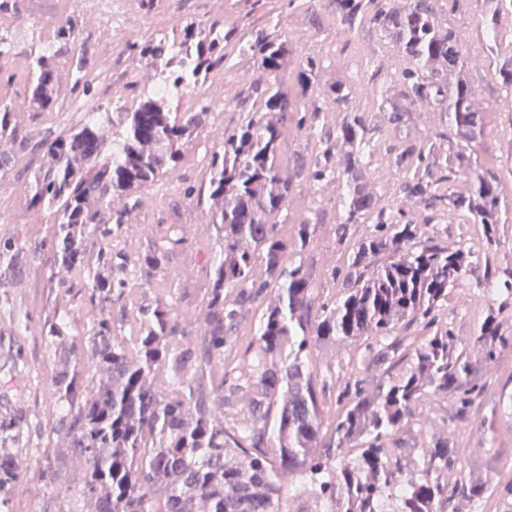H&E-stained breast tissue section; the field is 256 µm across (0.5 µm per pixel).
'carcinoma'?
I'll return each instance as SVG.
<instances>
[{"label": "carcinoma", "instance_id": "1", "mask_svg": "<svg viewBox=\"0 0 512 512\" xmlns=\"http://www.w3.org/2000/svg\"><path fill=\"white\" fill-rule=\"evenodd\" d=\"M336 23L353 36L369 25L403 60L397 84L378 81L370 72L365 100L341 78L316 87L324 60L299 53L292 39L272 24L244 35L227 21H190L172 36L142 38L131 44L145 68L195 106L180 110L163 95H148L128 108L112 109V143H107L100 118L87 116L66 134L42 143L46 163L34 173L33 204L56 215L51 252L55 263L72 268L86 259V241L101 234L110 219L112 199L131 197L171 173L181 148L211 115L201 98V79L225 67L229 48L253 60L256 78L234 103L260 100L244 121L216 148L210 161L209 216L219 257L211 267L212 288L203 325L186 346L173 305L156 299L140 308L139 327L129 338L112 335V304L124 293L126 263L106 251L103 270L89 273L86 306L89 335L81 345L82 368L71 365L73 345L63 319L50 322L47 336L56 344L62 367L51 380L63 407L59 429L68 447L84 464L78 490L80 512H288L280 474L299 475L304 492L314 495L320 512H443L459 492L467 502L480 498L484 486L457 481L448 485L460 450L448 440L403 456L387 441L417 418L426 395L452 392L458 411L469 412L477 393L473 365L466 348L456 350L446 330L425 338L403 374L370 390L365 380L348 379L344 410L323 432L320 392L327 386L313 368L311 354L322 346L366 340L375 363L398 349L390 340L403 321L430 330L448 294L471 274L470 251L450 250L425 234L429 224L448 214L465 224L483 227V247L498 244V225L512 203L503 195L499 170L473 156L485 131L484 109L475 104L478 90L471 79L473 55L456 29L440 16L467 9L469 0H333ZM475 23L484 43L483 63L492 65L500 85L512 91V54L496 53L512 45V0H484ZM66 46L74 75L73 89L91 95L84 81L88 63L84 41L69 21L57 31ZM298 70L293 86L283 88L281 75L292 56ZM15 57L12 36H0V81H11L8 63ZM53 51L25 56L31 85L21 99L25 112H51L60 97ZM323 96L336 106V135L319 137L314 158L297 157L292 170L280 166L286 124L312 138L323 108L312 101ZM310 105L302 104L303 99ZM441 113L445 121L436 138L449 143L438 152L430 139L401 142L391 148L394 165L413 171L401 186L402 197L422 206L419 222L402 201L381 206L371 186L367 148L377 130L375 112L395 132L409 126L420 104ZM16 102L0 104V170L11 164L8 146L17 141L12 116ZM341 177L347 193L341 203L338 234L371 218L372 232L361 239L342 272L343 293L322 305L312 319L315 300L310 270L302 252L315 225L297 224L293 238L281 233L276 217L288 209L294 185ZM463 180L466 193L441 192L442 183ZM386 261L378 264L376 258ZM22 251L0 243V265L12 266ZM265 265L266 279L253 278L256 262ZM493 293L512 303V266L486 277ZM275 303L259 318L253 339L254 356L236 377L222 373L224 350L236 342L235 330L269 287ZM237 291L229 304L224 290ZM468 344L487 358L512 348V335L501 328L489 309ZM167 375L165 386L157 383ZM250 402V418L231 421L224 407V384ZM27 426L20 411L0 414V512H10L11 494L21 474L14 454L4 451Z\"/></svg>", "mask_w": 512, "mask_h": 512}]
</instances>
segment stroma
I'll list each match as a JSON object with an SVG mask.
<instances>
[{"mask_svg": "<svg viewBox=\"0 0 512 512\" xmlns=\"http://www.w3.org/2000/svg\"><path fill=\"white\" fill-rule=\"evenodd\" d=\"M11 10L0 14V32L11 35L19 50H28L35 34L54 38L58 22L70 19L80 30L88 47L86 78L100 104L112 107L115 101L132 102L154 87V79L142 66L139 56L127 50L133 37H155L170 33V16L180 21L232 20L241 28L257 29L275 15L277 0H118L109 4L100 0L84 5L80 0H10ZM136 13L142 26L131 34L123 28L125 12ZM310 33L309 52L321 55L325 67L320 83L327 84L343 76L354 83L368 78L365 61L380 36L375 29L360 32L351 41L341 38L336 25L332 0H313L310 12L301 19ZM255 77L252 61L233 56L229 67L210 74L203 84L212 114L207 124L182 149V158L173 174L161 177L138 191L132 201H114L113 209L124 211V222L109 238L112 250L123 252L128 260L127 285L123 297L112 306L114 333L132 335L138 326V308L147 298L162 297L182 317L189 335L200 329L208 294L211 289L209 270L219 252L207 206L199 202L195 192L208 178V161L221 143L225 129L239 125L242 113L227 109L218 97L225 81L244 88ZM483 89L477 98L486 109V135L478 140L474 155L482 162L503 163L507 157L503 140L507 134L505 115L498 110L505 99L504 88L493 76H484ZM90 107L86 99L63 96L61 105L52 112H19L14 124L19 136L41 141L64 134L79 124ZM399 138L387 127L381 128L373 140L368 157L373 187L383 203L396 200L402 171L393 164L389 147ZM9 171L0 178V241L11 240L24 253L15 267L0 268V291L10 300L0 311V367L9 372V395L0 398V412L23 409L30 432L18 451V462L24 472V483L11 498V512H80L83 502L77 489L84 474L62 435L47 434L60 410L51 386L56 355L46 340L48 321L65 318L67 333L73 343H81L87 334L83 295L88 271L98 263V246L89 244L85 266L62 268L54 265L41 247L54 233L55 216L43 206L30 202L32 176L45 157L43 151L12 146ZM344 184L329 180L318 185L296 186L287 211L277 221L281 232L293 235L296 224L310 219L315 233L303 258L310 267L316 302L340 296L341 281L332 279L333 270L344 268L358 240L370 232L367 224H354L346 240H338L336 227L339 201ZM441 242L449 249L472 248L475 267L462 285L448 297L439 312L438 329L451 330L458 344H465L483 321L493 298L485 289L484 250L480 244L482 227L457 224L440 218L432 226ZM182 242L168 246L171 237ZM168 249L166 263L157 270L141 267V258L157 249ZM363 343H344L314 351L312 362L328 386L322 394L325 423H332L340 412L337 399L349 377L366 372L373 381H381L383 369L363 370ZM472 381L481 393L469 414H459L454 394L423 398L422 418L410 429L401 430L389 439V447L427 443L437 437L447 438L450 445L463 449L459 461L463 477L473 481H489L498 493L512 483V349L498 352L493 360L472 353ZM54 450L61 464L64 484L53 487L39 478L36 466L44 447ZM497 495L475 504L451 499L445 512H503Z\"/></svg>", "mask_w": 512, "mask_h": 512, "instance_id": "35a3bbf8", "label": "stroma"}]
</instances>
